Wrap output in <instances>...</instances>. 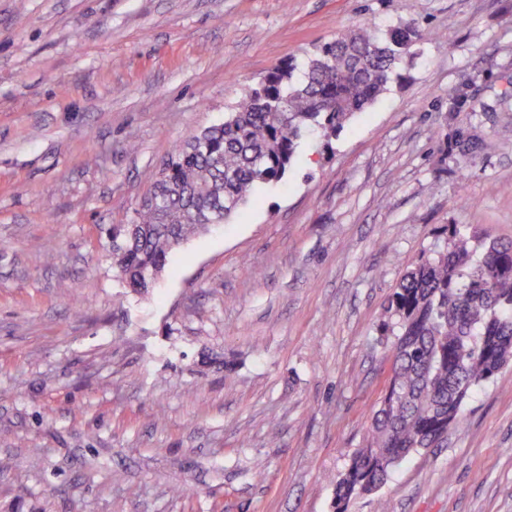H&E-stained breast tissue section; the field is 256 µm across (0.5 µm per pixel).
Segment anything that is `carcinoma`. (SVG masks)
I'll use <instances>...</instances> for the list:
<instances>
[{"mask_svg": "<svg viewBox=\"0 0 512 512\" xmlns=\"http://www.w3.org/2000/svg\"><path fill=\"white\" fill-rule=\"evenodd\" d=\"M422 39L414 24L379 34L350 28L290 59L249 90L224 121L174 147L131 224L112 226L117 275L144 295L141 272L164 270L190 236L285 178L311 137L329 145L396 80ZM451 145L472 163L477 138L458 128ZM385 326L395 336L387 390L365 442L336 480L334 512L377 492L412 452L447 439L472 393L512 362V244L450 224L393 288Z\"/></svg>", "mask_w": 512, "mask_h": 512, "instance_id": "1", "label": "carcinoma"}]
</instances>
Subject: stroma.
Returning a JSON list of instances; mask_svg holds the SVG:
<instances>
[{"label":"stroma","instance_id":"35a3bbf8","mask_svg":"<svg viewBox=\"0 0 512 512\" xmlns=\"http://www.w3.org/2000/svg\"><path fill=\"white\" fill-rule=\"evenodd\" d=\"M409 21L404 80L330 149L123 287L110 229L176 144ZM462 125L490 143L469 171ZM450 224L512 242V0H0V512H333L388 298ZM464 415L351 512H512V364ZM451 145L463 157L465 164L472 163V153L477 147V138L473 135L469 128H458L450 137Z\"/></svg>","mask_w":512,"mask_h":512}]
</instances>
